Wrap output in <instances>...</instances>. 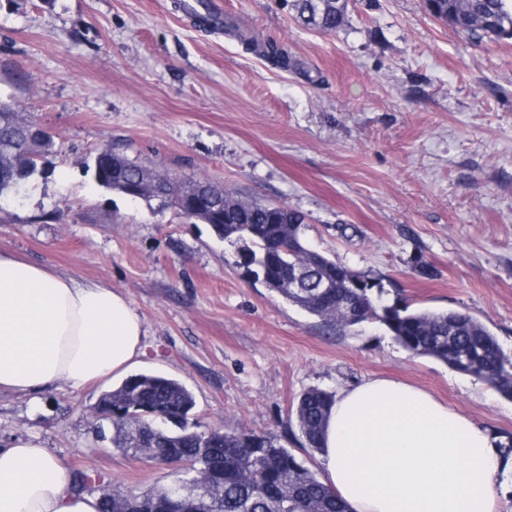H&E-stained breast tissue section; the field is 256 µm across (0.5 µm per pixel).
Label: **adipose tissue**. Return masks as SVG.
I'll use <instances>...</instances> for the list:
<instances>
[{"label": "adipose tissue", "mask_w": 512, "mask_h": 512, "mask_svg": "<svg viewBox=\"0 0 512 512\" xmlns=\"http://www.w3.org/2000/svg\"><path fill=\"white\" fill-rule=\"evenodd\" d=\"M129 298L0 252V392L78 389L145 354ZM322 481L351 512H495L507 465L488 431L425 390L370 378L340 390L323 429ZM37 436L0 447V512H99Z\"/></svg>", "instance_id": "obj_1"}]
</instances>
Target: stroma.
Returning a JSON list of instances; mask_svg holds the SVG:
<instances>
[{
  "label": "stroma",
  "instance_id": "obj_1",
  "mask_svg": "<svg viewBox=\"0 0 512 512\" xmlns=\"http://www.w3.org/2000/svg\"><path fill=\"white\" fill-rule=\"evenodd\" d=\"M209 2L235 33L199 29L184 0H0V97L57 143L44 176L0 198V250L126 294L137 372L185 385L199 430L272 433L300 456L305 391L391 377L511 441L512 400L380 323L341 331L289 305L210 225L98 186L93 158L297 209L310 248L385 301L466 311L512 354V41L456 31L425 0H351L335 33L287 0ZM242 33L284 45L289 68ZM113 387L0 393V445L38 436L98 497L171 484L176 466L113 448L94 414Z\"/></svg>",
  "mask_w": 512,
  "mask_h": 512
}]
</instances>
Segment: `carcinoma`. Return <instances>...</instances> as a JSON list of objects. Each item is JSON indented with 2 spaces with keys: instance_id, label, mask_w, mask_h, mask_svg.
I'll return each instance as SVG.
<instances>
[{
  "instance_id": "1",
  "label": "carcinoma",
  "mask_w": 512,
  "mask_h": 512,
  "mask_svg": "<svg viewBox=\"0 0 512 512\" xmlns=\"http://www.w3.org/2000/svg\"><path fill=\"white\" fill-rule=\"evenodd\" d=\"M296 18L305 26L336 32L347 23V0L328 4L317 12V0H292ZM433 17L472 35L494 40L512 39V0H433ZM248 50H259L278 64L288 65V51L273 42L259 43L236 32ZM26 122L19 107L0 98V141ZM50 140L31 156L0 155V196L23 182L45 173L43 159L53 150ZM145 168L125 157L116 162H100L94 168L96 182L116 191L123 181L140 176ZM152 180L169 186L166 200L154 190H145L144 200L165 208L177 206L180 193L214 189L215 181L200 177L170 182V175L153 172ZM224 205L230 224H253L259 231L242 233L237 242L241 252L254 260L271 259L279 283L266 287L289 303L324 323L340 328L365 322L384 325L393 339L414 355L435 358L451 369L493 386L502 396L512 399V355L506 353L495 336L465 311L451 313L412 309L406 305L384 314L368 295L359 302L361 312L354 319L346 307L336 302V294L295 297L288 292V277L295 271L314 276L332 269L342 276L353 275L368 282L375 278L352 271L310 249L306 244L289 252L277 249V240L290 232L302 235V215L287 206L237 199L233 194L217 200ZM335 393L310 389L302 394L296 407V419L303 438L302 447L321 451L320 439ZM138 404L153 414L150 421L134 414L112 420V445L124 452L144 453L154 447L162 455L180 459V477L175 483L147 493L123 491L112 501V512H348L339 496L324 485L317 473L272 434L217 430L204 439L183 425L179 431L158 430L161 419L184 420L195 406L192 393L180 382L153 373L127 377L112 390V403Z\"/></svg>"
}]
</instances>
